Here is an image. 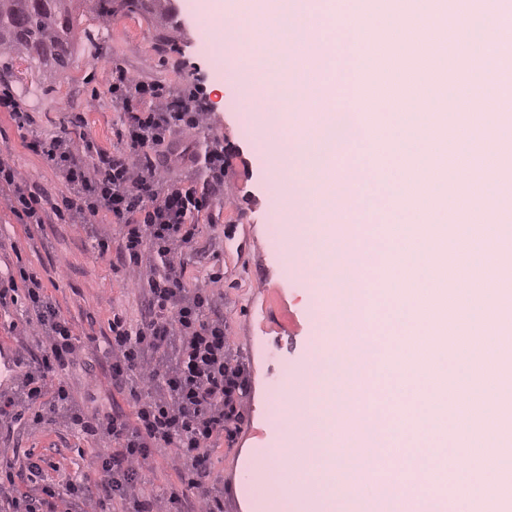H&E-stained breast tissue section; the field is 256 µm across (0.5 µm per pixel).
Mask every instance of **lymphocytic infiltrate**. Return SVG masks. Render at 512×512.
Listing matches in <instances>:
<instances>
[{
    "label": "lymphocytic infiltrate",
    "mask_w": 512,
    "mask_h": 512,
    "mask_svg": "<svg viewBox=\"0 0 512 512\" xmlns=\"http://www.w3.org/2000/svg\"><path fill=\"white\" fill-rule=\"evenodd\" d=\"M112 101L122 112L123 147L106 150L91 139L34 138L33 147L64 179L68 193L52 201L38 183L0 160V190L9 211L26 224H73L110 215L118 234L94 229L100 255L117 253L126 277L146 300L139 323L112 314L107 379L127 396L128 408L87 413L76 404L63 374L95 337L77 336L72 321L33 269L0 276V308L26 300L27 317L11 324L34 339L39 353H16L20 373L0 397V415L33 425L63 423L98 448L94 475L47 480L39 462L16 470L0 458V512H224L211 452L243 419L246 379L226 354L224 318L215 311L222 279L188 287L191 250L200 232L195 211L224 194V149L198 152L190 132L210 117L195 91L174 94L127 70H113ZM202 166L199 182H167L166 172ZM165 453L180 490L146 493L150 460Z\"/></svg>",
    "instance_id": "f902f5d3"
}]
</instances>
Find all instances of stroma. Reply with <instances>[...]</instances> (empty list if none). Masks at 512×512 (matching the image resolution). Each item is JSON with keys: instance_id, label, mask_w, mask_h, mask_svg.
Here are the masks:
<instances>
[{"instance_id": "stroma-1", "label": "stroma", "mask_w": 512, "mask_h": 512, "mask_svg": "<svg viewBox=\"0 0 512 512\" xmlns=\"http://www.w3.org/2000/svg\"><path fill=\"white\" fill-rule=\"evenodd\" d=\"M170 3L163 27L147 12L119 11L105 24L78 17L82 35L71 63L50 78L29 60L0 50V92L12 94L31 119L30 127L20 129L8 113L0 112V157L9 158L56 198L66 193V185L30 141L59 134L66 113L74 111L84 113V130L99 146L119 147L121 117L108 91L114 67L176 91L196 83L207 89L211 119L197 135L198 148L223 146L229 196L215 199L195 217L200 234L188 283L193 286L212 272H223L224 296L218 307L228 356L243 366L247 378L244 419L232 440L213 452L212 468L224 480V512H282L276 495L256 501L248 485L256 464L282 479L293 475L294 450L307 438L311 415L305 409L290 414L288 400L274 401L270 394L282 383V369L298 375L316 369L323 307L317 289L294 278L287 253L272 248L268 240L278 167L251 152L256 133L246 130L245 121L254 107L269 111L275 102L241 95L232 69L216 70L215 57L226 32L222 23L202 15L200 0ZM90 226L53 223L30 229L0 204V272L20 260L30 263L77 334L97 338L85 363L66 376L74 398L93 411L126 402L107 380L109 322L116 309L129 321H140L145 300L141 288L118 270L116 255L99 256ZM275 448L280 456H272ZM0 449L20 465L31 455L45 458L54 465L47 473L51 479L60 472L78 478L96 467L97 450L91 442L58 425L32 430L21 423L0 424Z\"/></svg>"}]
</instances>
